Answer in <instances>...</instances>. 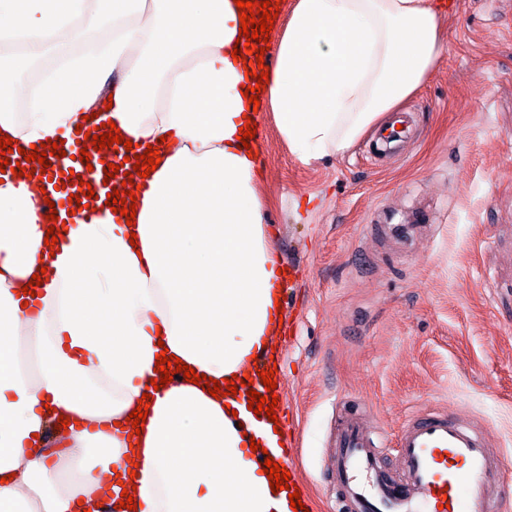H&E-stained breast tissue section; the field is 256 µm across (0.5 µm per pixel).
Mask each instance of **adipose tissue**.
Returning <instances> with one entry per match:
<instances>
[{
	"label": "adipose tissue",
	"mask_w": 512,
	"mask_h": 512,
	"mask_svg": "<svg viewBox=\"0 0 512 512\" xmlns=\"http://www.w3.org/2000/svg\"><path fill=\"white\" fill-rule=\"evenodd\" d=\"M444 23L436 0H295L253 104L234 0H0V136L58 143L94 113L161 157L134 224H76L52 247L40 192L0 175V512H127L130 482L136 512H296L250 449L277 433L237 396L181 379L151 397L138 446L120 425L160 352L220 381L277 333L246 117L272 113L301 161L346 153L430 79ZM51 407L71 423L50 452Z\"/></svg>",
	"instance_id": "1"
}]
</instances>
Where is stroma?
<instances>
[{
    "instance_id": "35a3bbf8",
    "label": "stroma",
    "mask_w": 512,
    "mask_h": 512,
    "mask_svg": "<svg viewBox=\"0 0 512 512\" xmlns=\"http://www.w3.org/2000/svg\"><path fill=\"white\" fill-rule=\"evenodd\" d=\"M429 81L388 120L410 149L302 163L260 115L259 195L283 271V398L297 474L331 512L325 462L348 409L391 442L412 413L477 423L512 485V0H458Z\"/></svg>"
}]
</instances>
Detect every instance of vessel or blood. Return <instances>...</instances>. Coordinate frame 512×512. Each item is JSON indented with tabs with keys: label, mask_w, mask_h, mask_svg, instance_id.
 Wrapping results in <instances>:
<instances>
[{
	"label": "vessel or blood",
	"mask_w": 512,
	"mask_h": 512,
	"mask_svg": "<svg viewBox=\"0 0 512 512\" xmlns=\"http://www.w3.org/2000/svg\"><path fill=\"white\" fill-rule=\"evenodd\" d=\"M83 134L73 135L65 156H49L45 195L52 202L78 194L90 183L94 196L88 206L65 216L67 225L111 215L104 186L108 164L123 165V145L91 151ZM72 179H64V172ZM333 479L338 512H503L498 492L502 465L482 434L471 424L445 411L416 413L403 424L394 448L372 439L357 419L342 424L335 442Z\"/></svg>",
	"instance_id": "vessel-or-blood-1"
}]
</instances>
